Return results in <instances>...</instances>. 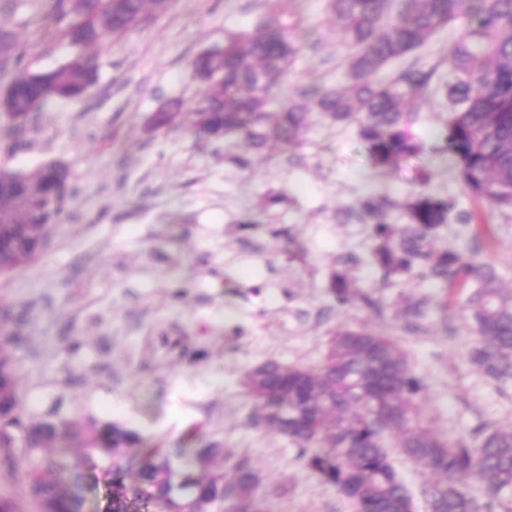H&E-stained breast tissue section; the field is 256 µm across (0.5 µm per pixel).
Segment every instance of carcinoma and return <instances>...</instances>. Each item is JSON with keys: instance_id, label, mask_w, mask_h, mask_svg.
Masks as SVG:
<instances>
[{"instance_id": "carcinoma-1", "label": "carcinoma", "mask_w": 512, "mask_h": 512, "mask_svg": "<svg viewBox=\"0 0 512 512\" xmlns=\"http://www.w3.org/2000/svg\"><path fill=\"white\" fill-rule=\"evenodd\" d=\"M172 0H52L44 25L75 48L47 72L23 65L15 34L0 29V72L14 78L0 96V140L38 120L51 100L83 98L98 78L97 53ZM336 23L341 78L297 88L283 99L284 78L316 53L319 41L303 33L296 0L256 16L252 27L224 38L191 62L202 94L189 112L199 141L243 138L261 151H294L315 124H356L370 162L390 168L431 151L448 157L463 190L499 212L512 213V0H328ZM447 35L448 72L407 61ZM437 87L451 106L440 145L427 148L416 131ZM183 124L171 100L151 117L153 130ZM71 173L50 163L31 171L0 166V275L26 267L44 250L16 224H60L72 196ZM454 195L420 192L404 202L367 193L346 218L370 225L376 242L369 264L384 276L406 274L444 286L472 284L464 302L472 334L464 359L488 382L512 383V290L494 267L477 261L486 224L458 210ZM399 212L403 227L388 220ZM478 224L470 254L438 249L433 240L450 220ZM330 310L356 301L382 314L370 294L350 288L340 271L330 279ZM428 301L407 302L394 315L408 333L424 331ZM18 316L0 307V476L17 488L0 497V512H79L89 480L102 474L108 512H270L251 458L200 433L161 451L117 423L55 410L30 414L21 398L15 351L22 343ZM251 403L248 423L288 441L295 460L358 512H413V494L394 465L393 451L436 479L423 490L429 512H512V428L482 423L453 436L425 416L427 382L402 344L383 330L340 326L315 366L265 361L241 379Z\"/></svg>"}]
</instances>
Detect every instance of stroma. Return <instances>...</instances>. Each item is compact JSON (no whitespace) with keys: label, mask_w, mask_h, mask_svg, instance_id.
<instances>
[{"label":"stroma","mask_w":512,"mask_h":512,"mask_svg":"<svg viewBox=\"0 0 512 512\" xmlns=\"http://www.w3.org/2000/svg\"><path fill=\"white\" fill-rule=\"evenodd\" d=\"M272 3L176 0L100 50L98 82L85 98L48 102L15 152L0 153V165L17 170L65 163L74 190L46 253L0 277V306L26 312L16 355L29 412L113 421L164 448L202 429L251 456L265 487L287 485L272 512H354L307 475L283 438L248 424L245 370L267 360L317 364L337 326H376L425 374L426 416L451 434L485 422L512 425V385L488 383L464 360L465 327L448 335L445 319L459 317L462 290L449 295L447 312L431 311L425 334L400 332L398 307L409 298L436 302L439 288L383 279L365 262L367 226L340 218L369 191L393 199L455 193L461 209L474 211L452 162L436 156L380 172L353 129L321 122L295 157L254 152L243 169L223 144L196 141L188 127L150 130L160 105L199 97L191 61L222 45L226 32L249 28ZM46 10V0H0V28L16 34L33 71L74 53L55 32L37 29ZM300 16L320 54L288 73V92L337 78L320 62L336 44L326 0H301ZM270 193L284 202L264 208ZM249 214L261 228L240 230ZM487 220L492 239L480 258L512 289V214L495 211ZM349 253L360 258L348 270L352 288L382 299L383 319L359 304L323 316L330 276Z\"/></svg>","instance_id":"stroma-1"}]
</instances>
